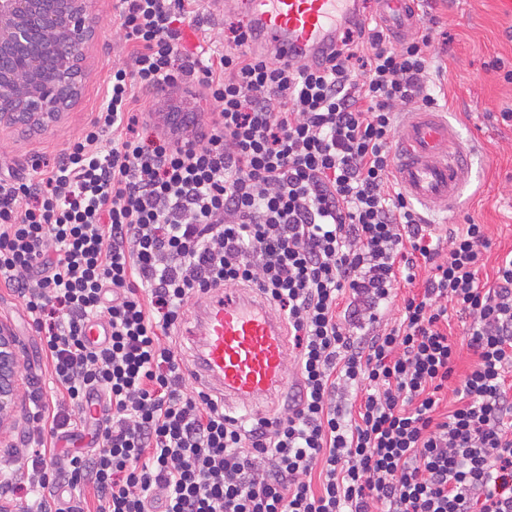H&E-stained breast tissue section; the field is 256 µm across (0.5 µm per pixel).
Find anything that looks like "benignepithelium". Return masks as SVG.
I'll return each instance as SVG.
<instances>
[{"instance_id": "obj_1", "label": "benign epithelium", "mask_w": 512, "mask_h": 512, "mask_svg": "<svg viewBox=\"0 0 512 512\" xmlns=\"http://www.w3.org/2000/svg\"><path fill=\"white\" fill-rule=\"evenodd\" d=\"M92 0H0V128L43 130L81 98L82 63L95 39ZM161 116L180 135L189 114L165 104ZM20 350L0 322V431L21 394Z\"/></svg>"}]
</instances>
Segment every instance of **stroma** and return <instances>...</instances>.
<instances>
[{
    "instance_id": "obj_1",
    "label": "stroma",
    "mask_w": 512,
    "mask_h": 512,
    "mask_svg": "<svg viewBox=\"0 0 512 512\" xmlns=\"http://www.w3.org/2000/svg\"><path fill=\"white\" fill-rule=\"evenodd\" d=\"M419 10L421 22L433 18L438 23L440 40L431 48V77L440 110L468 151V174L457 207L428 209L424 215L442 235L470 221L484 225L491 247L484 254L481 272L489 275L498 256L512 249V121L501 118L503 111L512 110V82L504 78L505 71L512 69V17L500 12L498 0H421ZM95 12V43L84 64L79 105L66 121L48 130H0V176L10 172L29 179L34 175L32 158H58L98 111L112 68L128 65L129 48L117 30L116 0H96ZM241 23L234 12L213 10L205 0H194L182 24L183 45L190 50L207 45ZM200 93L196 79L189 77L170 87L141 91L138 97L146 110L166 101L185 112L199 106L212 111V104L202 103ZM0 322L11 327L19 342L24 384L54 396L41 342L28 325L22 302L1 287Z\"/></svg>"
}]
</instances>
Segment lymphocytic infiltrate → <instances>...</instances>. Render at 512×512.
I'll return each instance as SVG.
<instances>
[{
  "label": "lymphocytic infiltrate",
  "instance_id": "1",
  "mask_svg": "<svg viewBox=\"0 0 512 512\" xmlns=\"http://www.w3.org/2000/svg\"><path fill=\"white\" fill-rule=\"evenodd\" d=\"M118 2L131 68L37 181L0 178V284L58 392L30 391L27 476L1 466L0 487L48 492L54 512H512V250L482 281L483 225L440 238L393 174L399 107L439 105L434 29L394 43L358 23L298 64L241 27L182 51L186 0ZM189 76L206 129L149 133L137 90ZM244 285L297 350L282 411L246 422L190 386L172 340L191 300ZM80 421L92 455L59 451Z\"/></svg>",
  "mask_w": 512,
  "mask_h": 512
}]
</instances>
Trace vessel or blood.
<instances>
[{"mask_svg":"<svg viewBox=\"0 0 512 512\" xmlns=\"http://www.w3.org/2000/svg\"><path fill=\"white\" fill-rule=\"evenodd\" d=\"M255 47L273 43L282 58L319 60L336 45L339 25L358 18L357 0H238ZM377 21L401 36L419 22L417 0H378ZM396 176L410 198L454 209L467 177L465 149L438 112H410L398 132ZM198 343V381L244 408L288 384V333L266 302L242 291L212 301Z\"/></svg>","mask_w":512,"mask_h":512,"instance_id":"obj_1","label":"vessel or blood"}]
</instances>
